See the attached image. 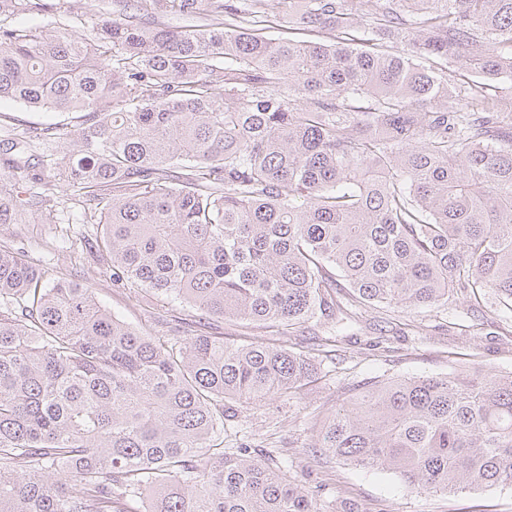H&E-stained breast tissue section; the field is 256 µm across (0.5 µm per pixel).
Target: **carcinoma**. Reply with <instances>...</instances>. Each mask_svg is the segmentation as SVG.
<instances>
[{
	"label": "carcinoma",
	"instance_id": "carcinoma-1",
	"mask_svg": "<svg viewBox=\"0 0 512 512\" xmlns=\"http://www.w3.org/2000/svg\"><path fill=\"white\" fill-rule=\"evenodd\" d=\"M84 35L1 16L0 100L82 112L54 162L119 288L196 318L154 337L0 249V512H353L288 480L244 407L288 399L319 364L230 343L234 320L289 336L364 306L460 293L512 312V0H119ZM205 16L173 29L163 18ZM279 35H271L272 30ZM0 176V224L49 183ZM314 447L435 493L512 485V375L377 381Z\"/></svg>",
	"mask_w": 512,
	"mask_h": 512
}]
</instances>
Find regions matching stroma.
I'll return each mask as SVG.
<instances>
[{
    "mask_svg": "<svg viewBox=\"0 0 512 512\" xmlns=\"http://www.w3.org/2000/svg\"><path fill=\"white\" fill-rule=\"evenodd\" d=\"M45 14L12 16L11 24L34 26L43 15L69 18L91 27L99 16L114 10L113 0H44ZM82 122L80 113L34 112L11 102L0 103V139L28 135L47 126L59 127V139L34 142L36 165L25 171L9 168L0 154V175L19 187L35 178L54 184L51 212L30 215L24 224H0V248H23L31 261L83 280L114 315L146 332L165 334L188 314L180 303L159 302L151 293L118 288L111 272L95 257L94 227L71 220L65 182L53 178L44 161L69 152V134ZM284 344L309 351L325 345L319 380L293 398H272L254 406L241 428L255 433L272 457L287 460L288 474L299 483L320 486L324 502H351L358 512H512V487H493L459 494L407 490L393 473L365 471L344 465L313 449L314 430L336 406L374 380L422 374H457L479 367L512 374V313L494 302L470 307L464 296L450 298L439 309L388 313L376 307L361 310L344 329L324 320L318 327H296Z\"/></svg>",
    "mask_w": 512,
    "mask_h": 512,
    "instance_id": "35a3bbf8",
    "label": "stroma"
}]
</instances>
